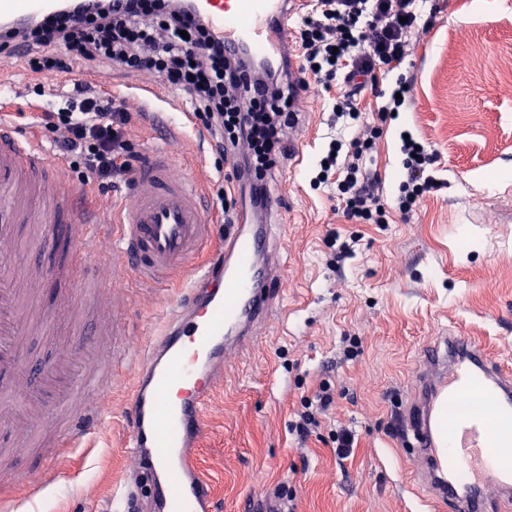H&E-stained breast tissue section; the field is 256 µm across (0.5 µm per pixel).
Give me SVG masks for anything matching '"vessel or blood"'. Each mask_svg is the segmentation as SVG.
Returning <instances> with one entry per match:
<instances>
[{
    "label": "vessel or blood",
    "instance_id": "vessel-or-blood-1",
    "mask_svg": "<svg viewBox=\"0 0 512 512\" xmlns=\"http://www.w3.org/2000/svg\"><path fill=\"white\" fill-rule=\"evenodd\" d=\"M301 0H193L196 14L225 42L268 59L298 62L288 20ZM61 0H0V23L23 26L57 11ZM173 131L192 132L187 113L157 86L136 91ZM274 196L244 202L237 223L216 229L195 181L178 176L166 152L142 168L135 193L116 224L99 219L50 154L0 125V432L27 439L30 421L10 415L24 397L34 416L70 410L57 439L58 456L87 446L107 409L99 390L113 372L136 363L125 411L126 448L134 479L112 500L113 512H216L212 487L194 462L206 412L231 359L262 333L286 292ZM36 225L37 244L59 258L48 281L73 283L72 307L85 306L102 283L84 278L85 247L104 244L113 277L164 281L191 265L182 298L166 312L160 332L137 356L120 342L128 327L113 325L112 341L70 347L35 364L23 354L31 322L53 337L55 321L38 292L22 288L11 262L18 228ZM416 394L406 410V444L413 449L417 486L448 512H512V370L478 338L452 331L424 346ZM480 408L458 412L462 399Z\"/></svg>",
    "mask_w": 512,
    "mask_h": 512
}]
</instances>
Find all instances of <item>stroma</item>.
I'll return each instance as SVG.
<instances>
[{"label": "stroma", "mask_w": 512, "mask_h": 512, "mask_svg": "<svg viewBox=\"0 0 512 512\" xmlns=\"http://www.w3.org/2000/svg\"><path fill=\"white\" fill-rule=\"evenodd\" d=\"M435 0V25L416 34L399 73L412 81V105L381 119L384 98L365 91L362 121L383 130L363 166L387 203L398 195L399 133L409 130L435 151L437 188L408 217L385 224L348 220L336 185L310 184V169L330 142L348 144L356 127L328 105L329 89L314 85L285 141L296 156L268 180L282 210L286 296L263 336L232 359L210 400L196 465L209 480L219 512H273L269 491L281 482L296 494L297 512H409L416 483L411 455L389 426L414 392L420 351L431 337L458 330L483 338L512 369V0ZM112 92L127 94L125 135L140 160L166 151L173 171L197 179L206 201L223 194L229 164L199 139L179 140L130 93L147 75L103 64ZM34 77L0 48V89L14 95L12 128L51 150L40 128V107L28 105ZM354 240L351 256L332 262L333 241ZM180 276L166 291L128 275L101 297L85 334L100 317L126 320L131 353H139L177 296ZM358 351L347 356L350 342ZM134 367L105 382L108 419L93 447L61 459L64 478L27 500L25 483L13 495L23 512H107L131 459L124 449L122 411ZM330 383L335 402L307 440L292 432L304 399ZM353 432L346 459L334 453L336 430Z\"/></svg>", "instance_id": "stroma-1"}]
</instances>
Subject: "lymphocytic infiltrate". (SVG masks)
<instances>
[{
    "mask_svg": "<svg viewBox=\"0 0 512 512\" xmlns=\"http://www.w3.org/2000/svg\"><path fill=\"white\" fill-rule=\"evenodd\" d=\"M71 4L70 10L0 35L34 74L36 93H43L44 78L77 63L152 75L164 89L187 96L199 131L231 161L241 193L263 188L284 156L285 134L298 122L299 89L313 83L336 87L333 111L358 120L361 94L377 71L398 69L415 31L434 24L422 15L423 0H315L297 34L302 79L295 84L287 70L268 67L247 50L227 49L193 13L190 0ZM128 121L125 102L81 87L44 112L41 127L84 183L102 186L134 171L135 155L124 133ZM379 136L378 127H365L347 154L332 147L317 163L316 183L335 181L344 214L359 224L388 221L378 181L362 170ZM402 152L397 209L406 216L437 186L436 155L414 138L403 140Z\"/></svg>",
    "mask_w": 512,
    "mask_h": 512,
    "instance_id": "obj_1",
    "label": "lymphocytic infiltrate"
}]
</instances>
